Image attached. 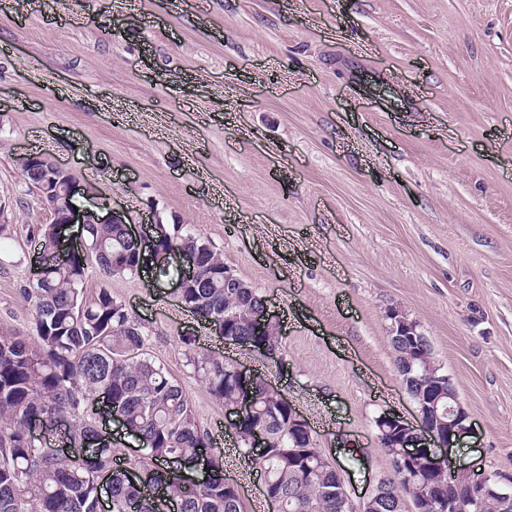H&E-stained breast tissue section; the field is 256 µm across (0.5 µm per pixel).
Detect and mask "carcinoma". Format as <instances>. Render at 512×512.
I'll return each instance as SVG.
<instances>
[{
  "mask_svg": "<svg viewBox=\"0 0 512 512\" xmlns=\"http://www.w3.org/2000/svg\"><path fill=\"white\" fill-rule=\"evenodd\" d=\"M23 183L55 185L63 220L66 174L29 154L18 161ZM92 253L105 279L133 274L141 255L140 244L130 239L122 224H91L87 230ZM33 252L42 263L40 278L19 289L32 304V332L20 336L0 332V512H97L94 473L109 465L113 448L96 441L91 404L106 393L123 421L124 429L144 444L145 457L130 463L135 468L192 461L211 447L208 433L197 424L183 387L146 352L145 326L132 317L107 288L87 302L83 284L88 261L74 252H61L59 225L29 228ZM191 253L197 277L180 289L178 299L200 320L222 323L224 343L248 346L271 358L281 351V325L254 330L253 316L264 305L262 296L246 281L238 288L224 287V260L196 230L184 224L159 225L152 252L160 258L157 275L175 276L168 262L174 251ZM407 336H390L401 385L417 405L435 411L428 429L448 435L443 410L454 383L437 365L431 343L416 322ZM186 365L224 406L241 396L253 400V409L240 421L237 434L263 429L269 448L261 456L268 491L278 498L280 512H350L338 483V465L326 462L308 432L288 427L291 403L267 379L257 376L248 385L230 372L229 364L182 339ZM42 420L53 438L70 448L83 444L90 453L73 459L49 455L31 442V421ZM380 446L390 458L391 470L364 503V512H436L453 500L452 512H512V500L492 495L477 485L448 488V464L424 456L403 470L395 463L406 438L396 426L374 420ZM153 481L163 498L146 496L122 466L112 468L111 512H165L166 501L178 503L179 512H245L238 489L225 484L219 460L190 485L172 470H160Z\"/></svg>",
  "mask_w": 512,
  "mask_h": 512,
  "instance_id": "carcinoma-1",
  "label": "carcinoma"
}]
</instances>
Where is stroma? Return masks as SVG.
<instances>
[{
    "label": "stroma",
    "mask_w": 512,
    "mask_h": 512,
    "mask_svg": "<svg viewBox=\"0 0 512 512\" xmlns=\"http://www.w3.org/2000/svg\"><path fill=\"white\" fill-rule=\"evenodd\" d=\"M73 172L99 215L186 224L283 320V355L222 345L150 276L104 280L146 327L212 452L254 454L182 337L281 389L360 500L417 423L389 342L428 336L475 433L454 455L512 474V0H38L0 5V331L30 332L28 229L52 217L17 164ZM366 450L364 467L351 450Z\"/></svg>",
    "instance_id": "obj_1"
}]
</instances>
